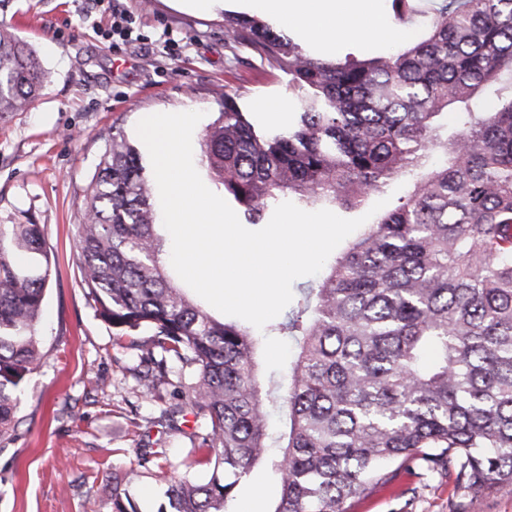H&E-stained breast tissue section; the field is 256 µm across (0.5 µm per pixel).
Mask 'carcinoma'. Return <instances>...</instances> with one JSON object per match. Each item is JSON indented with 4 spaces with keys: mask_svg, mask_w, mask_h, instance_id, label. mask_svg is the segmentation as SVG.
I'll list each match as a JSON object with an SVG mask.
<instances>
[{
    "mask_svg": "<svg viewBox=\"0 0 512 512\" xmlns=\"http://www.w3.org/2000/svg\"><path fill=\"white\" fill-rule=\"evenodd\" d=\"M419 16V39L371 58L320 57L261 20L228 19L239 39L288 75L294 112L263 130L224 96L201 161L249 224L281 198L365 205L404 179L407 192L299 289L265 333L298 341L288 390L256 376V333L221 320L177 286L138 151L112 137L77 226L83 280L112 335L138 347L152 331L160 359L193 370L190 402L208 417L200 455L182 461L158 512H227L255 466L282 475L272 512H350L422 460L457 485L512 492V0H391ZM31 51L0 28V117L24 111L49 81ZM453 114L455 131L442 134ZM44 225L0 224V439L18 392L43 358L37 324L49 268ZM288 431L271 448L267 409ZM205 470L210 477L197 479ZM112 473V512H136Z\"/></svg>",
    "mask_w": 512,
    "mask_h": 512,
    "instance_id": "cac0c4a2",
    "label": "carcinoma"
}]
</instances>
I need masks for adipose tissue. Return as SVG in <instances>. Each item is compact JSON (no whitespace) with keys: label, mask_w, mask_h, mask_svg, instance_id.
Returning <instances> with one entry per match:
<instances>
[{"label":"adipose tissue","mask_w":512,"mask_h":512,"mask_svg":"<svg viewBox=\"0 0 512 512\" xmlns=\"http://www.w3.org/2000/svg\"><path fill=\"white\" fill-rule=\"evenodd\" d=\"M237 10L262 11L270 20L290 26L300 38L326 50L342 39L375 35L387 42L405 40L406 31L385 24L375 0H226Z\"/></svg>","instance_id":"1"}]
</instances>
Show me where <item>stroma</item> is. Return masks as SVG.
Masks as SVG:
<instances>
[{
    "label": "stroma",
    "instance_id": "obj_1",
    "mask_svg": "<svg viewBox=\"0 0 512 512\" xmlns=\"http://www.w3.org/2000/svg\"><path fill=\"white\" fill-rule=\"evenodd\" d=\"M136 18V40L112 52L104 38L107 0H0V27L13 29L50 80L25 111L0 118V224L34 218L45 227L50 268L38 323L45 359L19 394L16 428L0 442V512H112V475L128 477L138 512H158L167 476L201 447L207 421L174 390L188 371L168 360L154 393L139 382L143 351L117 343L83 286L77 226L85 191L112 136L139 144L145 116L203 112L193 142L233 97L263 127L268 98L288 96V77L228 32L224 9L195 13L171 0H122ZM175 39L176 55L162 41ZM292 338L263 337L262 380L288 378ZM165 449L166 477L142 463L144 449ZM388 484L369 487L352 512H512V493L464 492L447 471L423 462L392 466ZM281 474L260 465L243 477L229 512L249 504L271 512Z\"/></svg>",
    "mask_w": 512,
    "mask_h": 512
}]
</instances>
